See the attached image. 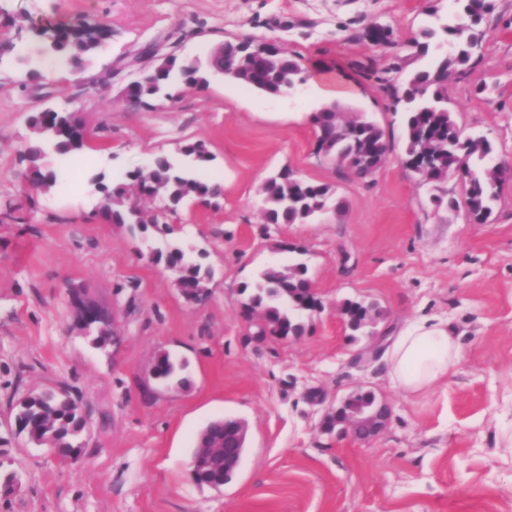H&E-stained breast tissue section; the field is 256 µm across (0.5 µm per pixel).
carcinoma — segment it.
<instances>
[{
	"label": "carcinoma",
	"mask_w": 512,
	"mask_h": 512,
	"mask_svg": "<svg viewBox=\"0 0 512 512\" xmlns=\"http://www.w3.org/2000/svg\"><path fill=\"white\" fill-rule=\"evenodd\" d=\"M454 2L455 20L442 27L448 51L432 65L411 70L403 82H387L386 90L395 105L406 114L405 159L426 161V177L437 185L450 177L456 178L462 187L463 200L475 219L484 223L498 199V188L505 171L491 164L493 147L487 139L462 136L446 106V80L453 72L463 73L471 68L475 54L489 38L484 19L492 11L493 4L492 0ZM435 38L434 29H422L418 36L408 41L412 53L393 57L391 71L400 73L428 55L436 47ZM243 45L253 50L259 43L251 38L224 41V55L215 60L213 67H203L170 55L154 68L144 71L127 89L126 95L146 101L155 92L165 89L176 74L185 83L203 89L208 86L207 75L214 72L216 66L224 70V77L268 95L290 91L304 81L305 71L301 63L286 54L277 67L267 68L259 63L248 66L240 50ZM47 48L72 67L83 69L98 54L100 43L81 38L77 31L61 27ZM310 121L319 149L340 166L354 172L367 169L361 158L365 148L377 152L370 163L372 167H380L388 157V141L382 128L366 118H358V114L348 108L339 105L334 111L321 108L312 113ZM29 123L33 138L24 152V161L27 162L25 177L50 189L57 184L58 174L45 162L43 135L57 126L82 128L84 123L77 113L67 110L39 112L30 117ZM71 142L70 137L58 135L56 152L72 155L87 147L85 140L75 147ZM182 153L199 166L212 160L205 142L200 140L185 144ZM127 177L139 192L162 196L174 213L188 200L210 202L224 193L221 184L195 177L192 170L176 165L166 154L155 157L150 171L145 173L137 169ZM262 192L267 224H300L325 208L332 196V189L327 184L290 178L284 173L268 179L262 186ZM102 200L108 219L115 224L127 222L130 196L125 185L114 186L107 180L103 181ZM152 260L162 262L178 273L176 285L187 300L200 304L208 299L210 272L191 260L184 247L175 244L167 254L152 255ZM307 273L306 263L297 261L288 266L268 267L252 283L243 285L244 307L249 310V316L259 318L256 335L286 338L302 334L304 325L300 315L303 309L315 303ZM339 311L353 337L368 333L364 318L369 317L376 322L385 316L377 304L351 299L343 301ZM158 363V380L188 385L186 361L163 353L158 357ZM22 402L26 415L20 432L30 443L52 449L61 461L81 454L87 422L76 399L47 389L26 393ZM226 420V416L217 418L198 434L193 454L224 445ZM198 484L212 488L224 486L223 453L218 452L211 457L200 473Z\"/></svg>",
	"instance_id": "cac0c4a2"
}]
</instances>
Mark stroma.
Wrapping results in <instances>:
<instances>
[{
    "label": "stroma",
    "mask_w": 512,
    "mask_h": 512,
    "mask_svg": "<svg viewBox=\"0 0 512 512\" xmlns=\"http://www.w3.org/2000/svg\"><path fill=\"white\" fill-rule=\"evenodd\" d=\"M490 37L475 66L448 77V110L466 137L488 139L510 170L490 220L470 223L457 180L439 190L404 163L405 117L384 88L394 55L453 0H0V512H512V0H492ZM28 19L29 28L8 25ZM82 21L110 36L85 69L59 66L42 30ZM391 30L374 48L368 28ZM233 37L278 43L306 83L274 97L214 75L206 89L176 82L172 99L130 107L129 82L154 65L144 48L191 61ZM111 69L107 86L92 78ZM41 73L29 84L28 71ZM343 105L385 132L391 151L358 177L315 150L318 76ZM77 111L92 139L61 161L49 191L25 192L22 155L31 115ZM204 141L200 178L220 181L217 205L194 201L170 216L172 236L211 271L205 304L188 302L177 274L151 260L154 231L98 215L90 182L113 184L153 156ZM331 185L346 203L304 224L266 223L260 188L270 176ZM304 260L321 307L304 331L258 338L242 311V286L271 266ZM115 314L118 350L85 335L75 299ZM346 299L386 311L379 337H351ZM416 317L447 320L460 357L431 391L390 382L387 335ZM189 363L188 386H162L150 371L162 353ZM66 382L88 436L79 459L60 463L19 434L12 401ZM392 410L374 440L321 430L330 404L354 385ZM238 417L248 447L233 480L201 486L190 475L198 430Z\"/></svg>",
    "instance_id": "obj_1"
}]
</instances>
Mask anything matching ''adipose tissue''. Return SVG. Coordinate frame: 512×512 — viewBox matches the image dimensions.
Returning <instances> with one entry per match:
<instances>
[{
	"label": "adipose tissue",
	"instance_id": "ef3b65f1",
	"mask_svg": "<svg viewBox=\"0 0 512 512\" xmlns=\"http://www.w3.org/2000/svg\"><path fill=\"white\" fill-rule=\"evenodd\" d=\"M458 357L455 336L436 318L406 323L390 337L385 350L390 380L407 393L432 389L447 378Z\"/></svg>",
	"mask_w": 512,
	"mask_h": 512
}]
</instances>
